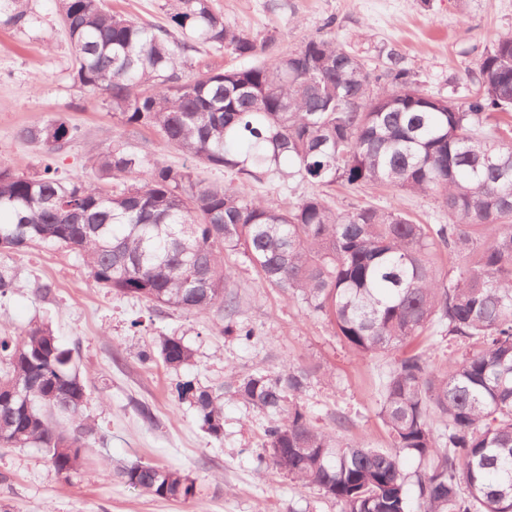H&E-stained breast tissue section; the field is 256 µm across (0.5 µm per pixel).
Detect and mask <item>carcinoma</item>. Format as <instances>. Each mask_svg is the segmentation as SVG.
<instances>
[{
    "label": "carcinoma",
    "instance_id": "1",
    "mask_svg": "<svg viewBox=\"0 0 512 512\" xmlns=\"http://www.w3.org/2000/svg\"><path fill=\"white\" fill-rule=\"evenodd\" d=\"M74 50L73 79L106 96L134 134L153 129L206 168L230 179L202 183L160 160L140 181L144 158L123 144L89 157L98 182L47 163L25 177L0 167V251L65 246L94 282L115 295L186 312L233 309L224 253L243 252L264 284L282 288L326 319L360 355L397 350L419 336H448L460 356L435 369L417 352L398 359L382 383L378 416L390 446L343 443L317 427L295 399L309 373L257 370L227 386L188 381L210 436L224 432V394L280 419L268 426L257 462L314 485L340 512H512V32L477 61L478 87L462 101L419 87L391 49L379 73L334 37H313L267 55L269 41L224 23L211 0H174L181 39L112 13L102 0H58ZM28 0H0V25L22 29ZM220 47L243 67L183 78L197 45ZM21 136L52 156L83 138L55 117ZM300 177L434 196L448 222L420 224L397 206L332 208L322 193L284 204L249 194L254 182ZM131 184L114 195L102 181ZM206 264L194 276L192 254ZM462 266L445 273L437 254ZM17 288L0 264V298ZM158 357L188 363L191 348L162 336ZM0 447H35L69 475L88 451L84 423L69 431L87 400L73 359L53 332L32 327L0 336ZM427 464L409 489L401 457ZM129 487L187 499L195 485L180 470L133 463L117 471Z\"/></svg>",
    "mask_w": 512,
    "mask_h": 512
}]
</instances>
